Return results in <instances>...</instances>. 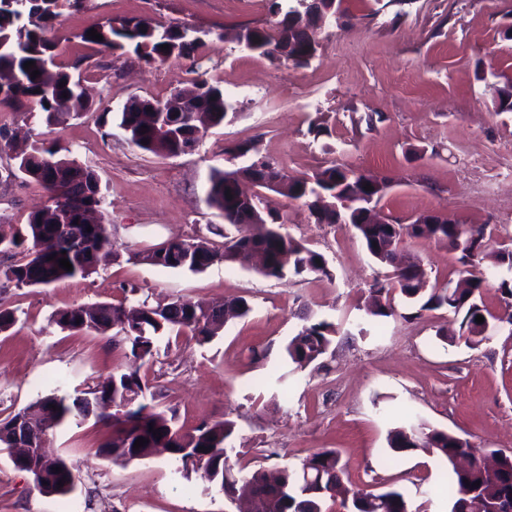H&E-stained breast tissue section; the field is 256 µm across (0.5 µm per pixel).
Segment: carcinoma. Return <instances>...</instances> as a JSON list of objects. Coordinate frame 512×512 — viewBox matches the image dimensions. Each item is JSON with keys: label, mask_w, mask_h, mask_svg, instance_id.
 I'll use <instances>...</instances> for the list:
<instances>
[{"label": "carcinoma", "mask_w": 512, "mask_h": 512, "mask_svg": "<svg viewBox=\"0 0 512 512\" xmlns=\"http://www.w3.org/2000/svg\"><path fill=\"white\" fill-rule=\"evenodd\" d=\"M82 3L83 0H0V71L21 75V80L0 86L1 109L26 102L41 112L50 125L63 124L91 110L79 82L56 62V44L51 36L60 24L62 7L78 8ZM268 11L272 16L268 24L245 27L237 39L254 44L261 55L294 67L307 64L321 47L314 38V28L321 17L327 15L335 23L344 18L333 0H299L295 6L268 0ZM91 29L97 30L103 40L87 36ZM199 33L201 30L191 25L153 26L131 17L92 22L79 34L83 41L104 50H130L147 65L172 58L190 60L197 95L184 103L185 111L165 113L160 124L154 112H135L125 107L117 111L119 127L130 143L145 152L162 157L182 155L189 143H199L208 129L224 124L228 117L223 89L211 82L203 57L195 56L202 45ZM164 44L169 49H161ZM28 61L34 62V66L26 69L24 63ZM34 70L40 71L36 78L31 77ZM491 91L496 109L501 113L512 112V80L494 84ZM58 153L52 147L41 148L35 150L32 160L20 159L18 171L37 182L52 203L28 216L26 234L0 230V288L49 286L62 279L85 278L96 272L111 254V225L104 219L89 223L85 218V213L91 210L105 215L106 197L98 175L90 166ZM367 184L372 190L364 189ZM380 184L385 181L336 164L293 180L270 161L258 168L252 163L231 170L213 167L207 178L206 202L224 216V224L234 228L237 235L222 234L221 244L200 237L171 240L148 251L133 252L130 258L152 266L198 273L216 263L243 265L251 251L259 250L267 257L260 271L266 278L332 276L323 254L282 232L288 217L263 206L260 190L267 189L302 202L318 224L352 225L367 252L393 268L392 277L377 279L368 289L367 311L371 316H390V295L397 291L417 306V316L424 311L447 309L459 320V338L472 346L480 344L485 340L489 320L496 316L478 303L487 277L474 274L471 267L476 259L492 256L498 289L512 299V249L504 245L490 250L491 237L483 225L400 224L398 228L406 235L445 242L450 251L464 243L462 254L456 258L460 269L454 288H425L426 276L418 258H410L413 273H398L401 234L393 231L390 224L365 223L368 207L378 203L384 194L378 188ZM228 192L232 194L230 199L226 196ZM323 195L337 197L346 205L339 212L320 209L317 200ZM64 257L72 264V270L58 266ZM250 311L244 299L203 309L184 302L152 305L146 299L131 300L126 296L117 303L77 305L55 312L50 324L62 331L105 332L118 328L120 342L128 347L125 357L129 367L75 397L54 392L0 420V451L11 454L19 443L34 454H46L58 428L67 423L79 425L93 417L112 425V440L100 447V452L112 461L146 459L154 454V449L166 448L183 469L203 470L204 478L224 496L247 498L252 512H326L329 500L338 506L337 512H411L405 494L395 488L379 493L360 490L349 498L336 499L346 470L339 453L332 448L313 453L299 466L275 471L263 467L247 471L241 467L234 472L228 466L230 454L235 452L233 421L202 424L184 432L176 426L173 410H149L150 387L140 369L154 355L159 337L174 331L205 344L217 336L228 320L245 317ZM478 315L484 317L481 324L475 321ZM16 322L17 310L1 302L0 333L8 332ZM337 334L334 323L307 317L285 345L286 359L295 369L303 370L327 354ZM51 404L57 409L49 408ZM151 425L161 432V438H155L149 431ZM414 429L426 431L425 438L409 439L408 434ZM140 437L149 443L136 449L134 443ZM387 443L398 456L429 450L451 466L450 512H455L463 501L470 502V512H512L511 459L497 456L490 460L468 441L420 420H408L392 428ZM462 456L472 457L474 464L468 469L457 468L454 461ZM55 466L61 471H52L44 478L35 476V488L50 495L72 493L71 465L57 455ZM476 481L480 486L474 485Z\"/></svg>", "instance_id": "obj_1"}]
</instances>
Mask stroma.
<instances>
[{"instance_id": "35a3bbf8", "label": "stroma", "mask_w": 512, "mask_h": 512, "mask_svg": "<svg viewBox=\"0 0 512 512\" xmlns=\"http://www.w3.org/2000/svg\"><path fill=\"white\" fill-rule=\"evenodd\" d=\"M341 7L343 25L329 28L300 68L233 41L239 29L268 21L266 0H84L65 14L57 61L79 79L93 110L62 125L46 124L27 104L0 112L13 139L0 152V229L24 226L46 201L39 184L14 174L13 154L54 143L99 175L118 259L85 278L6 289L18 321L0 334V420L52 392L83 391L125 371V347L111 334L62 332L49 319L73 305L117 302L134 288L153 304L243 298L251 305L210 343L161 337L140 370L156 408L175 409L185 429L235 422L232 467H282L334 448L349 487L397 488L412 512H448L445 462L421 450L391 460L387 436L397 421L415 415L476 447L512 448V329L489 326L475 347L451 343L438 334L450 325L447 310L413 319L398 294L393 316L368 317L363 296L392 269L369 256L350 226L313 223L300 203L267 195L288 213L285 232L324 255L328 278L279 281L237 264L191 273L129 258L223 231V217L205 202L208 171L236 168L224 149L249 139L292 178L336 163L386 179L377 209L390 220L442 212L486 225L493 243L512 241V113H497L489 90L498 77L512 78V40L502 36L512 0H342ZM124 17L206 31L209 76L235 114L210 128L194 153L157 157L119 128L114 112L129 98L163 99L191 86L184 61L147 65L81 40L89 23ZM318 116L332 134L316 140L307 129ZM416 149L424 158L413 157ZM473 152L481 162L465 168ZM400 250L419 257L429 284L455 279L446 244L407 236ZM308 315L340 332L328 354L279 393L284 346ZM111 434L89 420L52 436L77 480L66 496L40 493L0 452V512H237L202 471L183 472L169 455L128 463L97 455Z\"/></svg>"}]
</instances>
